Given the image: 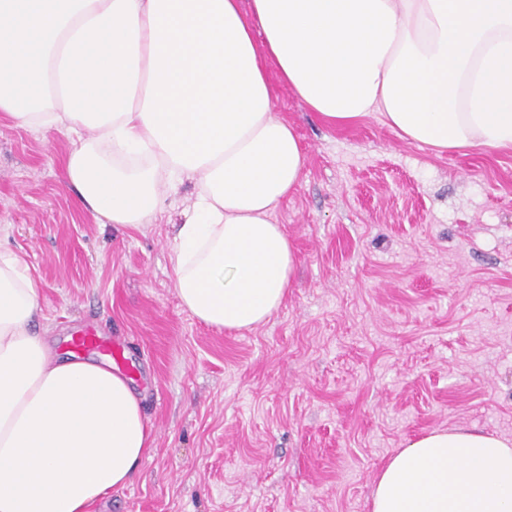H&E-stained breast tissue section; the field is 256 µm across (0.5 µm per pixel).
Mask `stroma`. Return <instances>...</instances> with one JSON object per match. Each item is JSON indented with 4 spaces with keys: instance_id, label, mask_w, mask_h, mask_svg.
<instances>
[{
    "instance_id": "obj_1",
    "label": "stroma",
    "mask_w": 512,
    "mask_h": 512,
    "mask_svg": "<svg viewBox=\"0 0 512 512\" xmlns=\"http://www.w3.org/2000/svg\"><path fill=\"white\" fill-rule=\"evenodd\" d=\"M307 154L275 211L296 277L268 322L219 332L174 285L182 221L101 223L62 169L72 137L0 117V246L39 278L55 348L92 322L139 374L152 446L95 512H370L408 439L512 440V147L445 153L377 116L334 128L284 88Z\"/></svg>"
}]
</instances>
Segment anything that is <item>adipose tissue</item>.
Instances as JSON below:
<instances>
[{"label":"adipose tissue","instance_id":"obj_1","mask_svg":"<svg viewBox=\"0 0 512 512\" xmlns=\"http://www.w3.org/2000/svg\"><path fill=\"white\" fill-rule=\"evenodd\" d=\"M279 86L333 126L377 114L440 152L512 147V0H0V114L92 130L64 169L107 223H153L192 184L175 286L220 332L266 322L295 275L272 214L306 157ZM38 288L0 248V512H92L131 480L148 421L123 374L34 331ZM370 512H512V441L410 440Z\"/></svg>","mask_w":512,"mask_h":512}]
</instances>
